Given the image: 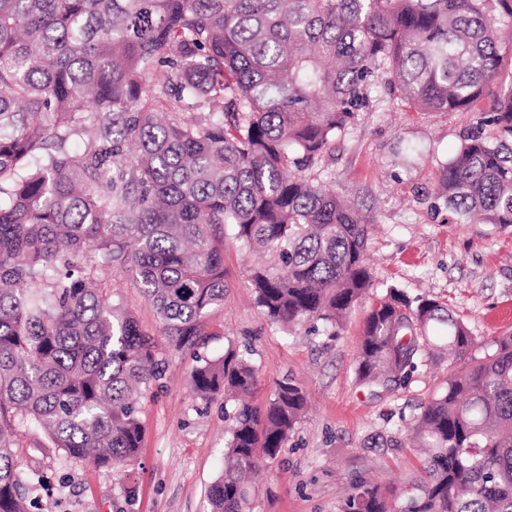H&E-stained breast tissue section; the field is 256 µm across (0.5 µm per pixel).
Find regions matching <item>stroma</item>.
Returning a JSON list of instances; mask_svg holds the SVG:
<instances>
[{
    "label": "stroma",
    "instance_id": "obj_1",
    "mask_svg": "<svg viewBox=\"0 0 512 512\" xmlns=\"http://www.w3.org/2000/svg\"><path fill=\"white\" fill-rule=\"evenodd\" d=\"M480 118L475 110L420 112L382 89L311 174L372 220L373 294L394 286L438 299L472 335L488 340L512 332V227L453 223L446 207L433 205L440 164ZM258 261L225 236L224 302L207 318L199 347L214 357L230 345L251 346L260 372L256 402H266L286 375L310 397L286 450L260 465L251 512H343L357 480L384 491L419 484L423 457L409 435L420 404L445 388L447 359H428L394 391L362 390L355 379L362 310L335 336L272 326L248 285ZM101 280L144 326L158 330L127 275L108 270ZM192 366L191 358L173 355L162 389L143 399L145 434L135 465L65 461L38 448L34 433L17 432L24 469L52 477L42 493L47 512H205L206 490L223 469L228 424L223 398L205 402L193 393Z\"/></svg>",
    "mask_w": 512,
    "mask_h": 512
}]
</instances>
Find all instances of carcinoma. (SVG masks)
I'll use <instances>...</instances> for the list:
<instances>
[{
  "mask_svg": "<svg viewBox=\"0 0 512 512\" xmlns=\"http://www.w3.org/2000/svg\"><path fill=\"white\" fill-rule=\"evenodd\" d=\"M512 0H0V512H42L20 427L98 468L134 464L139 397L224 303V231L271 325L331 336L372 288L371 219L308 176L382 82L423 112L482 113L436 197L465 224L512 227V86L496 13ZM76 139L79 150L72 148ZM126 273L155 334L96 281ZM444 350L455 368L413 427L426 449L399 508L366 481L357 512H512V333L483 341L444 304L389 288L367 308L359 386L395 390ZM224 397V468L208 512H249L248 472L302 420L293 377L251 401L253 360L196 357Z\"/></svg>",
  "mask_w": 512,
  "mask_h": 512,
  "instance_id": "obj_1",
  "label": "carcinoma"
}]
</instances>
